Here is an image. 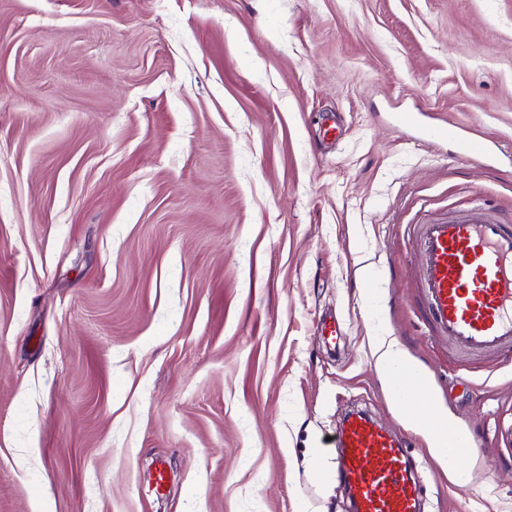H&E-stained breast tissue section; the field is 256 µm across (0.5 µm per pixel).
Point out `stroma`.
<instances>
[{
    "label": "stroma",
    "instance_id": "obj_1",
    "mask_svg": "<svg viewBox=\"0 0 512 512\" xmlns=\"http://www.w3.org/2000/svg\"><path fill=\"white\" fill-rule=\"evenodd\" d=\"M475 205L512 224V0H0V512H349L312 450L353 409L407 436L425 512H512V362L420 306L415 226ZM393 122L398 127L421 128L423 134L429 137L430 142L448 140V138L459 139L463 153L484 160H490L492 149L489 142L481 138H461L458 131L451 126L423 127L421 115L415 112H397L393 116ZM379 366L381 372L390 377L396 385L399 374L411 367L401 346L393 340H384L379 348ZM430 426L434 433L438 435H446L448 439V450L450 453H455L458 456L465 457L470 455L474 448H472V443L470 437L462 432H459L455 429L448 427V424L453 426L451 421L448 419V424L437 422L434 420L429 421ZM454 427V426H453Z\"/></svg>",
    "mask_w": 512,
    "mask_h": 512
}]
</instances>
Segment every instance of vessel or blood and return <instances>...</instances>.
<instances>
[{"label": "vessel or blood", "mask_w": 512, "mask_h": 512, "mask_svg": "<svg viewBox=\"0 0 512 512\" xmlns=\"http://www.w3.org/2000/svg\"><path fill=\"white\" fill-rule=\"evenodd\" d=\"M399 127L423 128L430 141L459 139L464 154L490 160L481 138L459 137L451 126L423 127L415 112H398ZM422 295L435 336L470 354L512 353V225L473 206L421 225L416 240ZM449 452L472 453L470 437L432 422ZM337 477L351 512H422L421 492L405 444L369 415L350 413L337 431Z\"/></svg>", "instance_id": "vessel-or-blood-1"}]
</instances>
